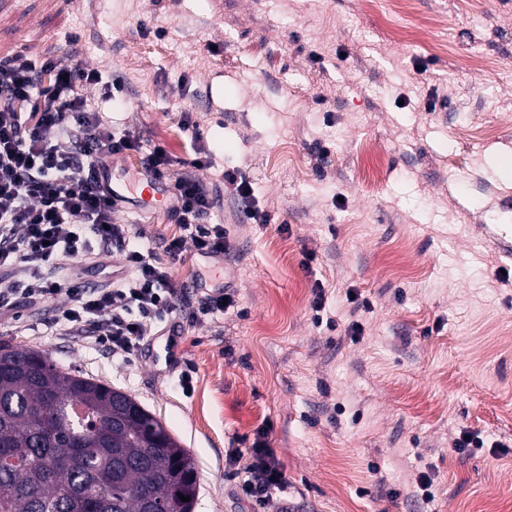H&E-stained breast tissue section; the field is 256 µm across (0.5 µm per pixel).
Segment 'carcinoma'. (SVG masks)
<instances>
[{
  "instance_id": "carcinoma-1",
  "label": "carcinoma",
  "mask_w": 512,
  "mask_h": 512,
  "mask_svg": "<svg viewBox=\"0 0 512 512\" xmlns=\"http://www.w3.org/2000/svg\"><path fill=\"white\" fill-rule=\"evenodd\" d=\"M197 490L191 456L132 395L0 344V512H194Z\"/></svg>"
}]
</instances>
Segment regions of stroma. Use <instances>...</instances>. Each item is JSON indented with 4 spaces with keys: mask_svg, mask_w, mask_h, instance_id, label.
I'll return each mask as SVG.
<instances>
[{
    "mask_svg": "<svg viewBox=\"0 0 512 512\" xmlns=\"http://www.w3.org/2000/svg\"><path fill=\"white\" fill-rule=\"evenodd\" d=\"M17 52L77 53L89 108L180 159L191 113L231 251L207 287L238 306L192 323L211 261L189 250L181 328L131 362L47 335L53 299L0 318V343L134 395L193 458L194 512H251L225 457L262 426L293 512H512V260L474 244L512 225V0H0ZM231 168L268 223L242 221ZM109 170L163 257L180 228L129 197L139 154ZM464 431L483 448L455 452ZM181 125L183 128L187 130L189 127H192L194 131V138L196 141V149L195 154L196 157L188 162H183L184 165L190 166L192 168H205L210 167L212 164V155L206 148L203 140V136L199 130H197V125L194 121L191 120V117L184 113L181 119Z\"/></svg>",
    "mask_w": 512,
    "mask_h": 512,
    "instance_id": "35a3bbf8",
    "label": "stroma"
}]
</instances>
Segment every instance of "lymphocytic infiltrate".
Instances as JSON below:
<instances>
[{"label": "lymphocytic infiltrate", "instance_id": "lymphocytic-infiltrate-1", "mask_svg": "<svg viewBox=\"0 0 512 512\" xmlns=\"http://www.w3.org/2000/svg\"><path fill=\"white\" fill-rule=\"evenodd\" d=\"M98 81L73 55L39 64L21 52L0 59V267L12 270L0 279V316L66 296L52 335L108 348L128 362L141 354L154 321L178 318L184 289L173 264L185 249L218 259L229 243L223 225L205 221L215 195L191 174L212 164L204 142L196 144L190 172L174 174L165 145L143 149L136 135H116L102 113L88 109L82 89ZM127 152L141 154L148 179L174 183L170 212L181 233L165 243V258L114 220L119 199L108 163ZM116 252L121 272L106 286L86 287L73 259L90 256L104 268ZM267 436L258 429L247 451L228 457L229 464L246 463L238 489L253 512H268L286 487Z\"/></svg>", "mask_w": 512, "mask_h": 512}]
</instances>
